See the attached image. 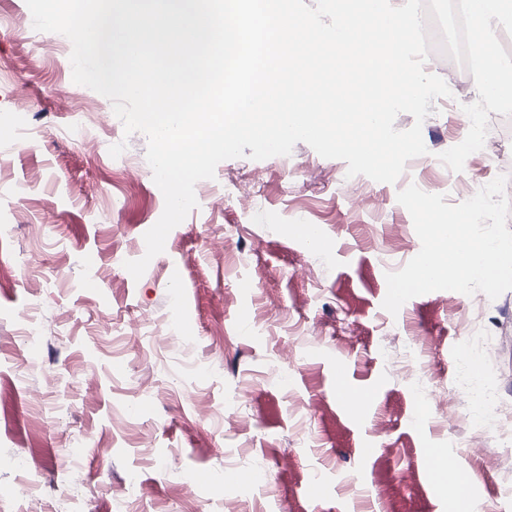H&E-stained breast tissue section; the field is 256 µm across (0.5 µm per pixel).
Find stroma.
<instances>
[{
    "instance_id": "stroma-1",
    "label": "stroma",
    "mask_w": 512,
    "mask_h": 512,
    "mask_svg": "<svg viewBox=\"0 0 512 512\" xmlns=\"http://www.w3.org/2000/svg\"><path fill=\"white\" fill-rule=\"evenodd\" d=\"M71 50L34 29L26 0H0V184L24 188L0 198V512H24L31 477L45 512H453L435 453L477 473L487 512H512V434L469 419L451 353L482 308L473 379L512 408V290L382 307L386 273L420 250L406 180L455 205L512 151L500 115L459 178L439 164L478 98L471 73L426 62L458 90L431 105L407 179L348 176L302 142L222 161L136 280L124 263L164 197L146 136L73 83ZM228 469L264 480L227 484Z\"/></svg>"
}]
</instances>
